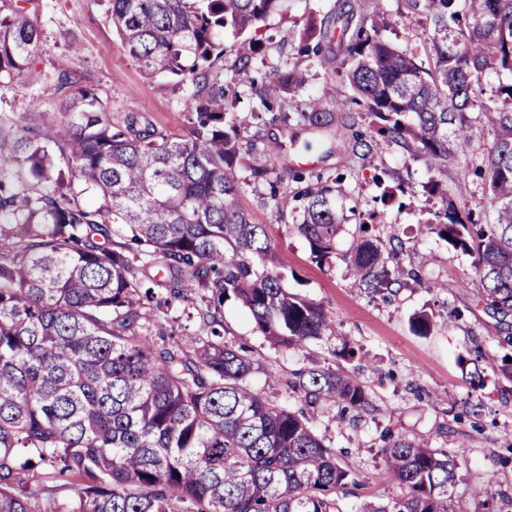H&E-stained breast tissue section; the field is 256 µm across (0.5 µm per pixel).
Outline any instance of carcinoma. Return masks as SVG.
I'll return each mask as SVG.
<instances>
[{
  "mask_svg": "<svg viewBox=\"0 0 512 512\" xmlns=\"http://www.w3.org/2000/svg\"><path fill=\"white\" fill-rule=\"evenodd\" d=\"M0 15V83L30 71L41 50L37 5ZM289 0H110L120 47L151 77L192 92L185 133L132 112L114 124L95 93L70 74L58 115L33 132L0 131V512H342L355 476L313 424L330 402L339 419L374 411L364 387L330 368L285 378L292 409L249 383L254 361L224 344L233 297L275 344L300 350L330 330L321 306L288 292L277 251L242 202L243 186L276 170L277 139H244L230 111L240 93L250 117L284 127H336V150L363 157L393 146L426 161L440 198L428 233L473 257L483 298L512 314V0H403L402 16L428 26L426 68L381 38L377 6L355 29L339 11L302 33L297 54L325 62L339 42L336 76L354 96L311 98L274 112L304 79L271 67L253 75L257 31ZM237 38L224 63V32ZM230 72L229 80L221 73ZM508 75L488 87L491 74ZM363 108L369 133L336 113ZM494 132L475 169L495 213L481 224L448 203L441 175L455 152ZM72 183L98 205L75 201ZM306 187L270 192L285 230L328 264L344 220L331 175L295 170ZM349 263L372 294L418 274L395 259L399 239L364 228ZM175 301L204 335L164 333ZM398 489L360 512H448L457 457L403 437L380 450Z\"/></svg>",
  "mask_w": 512,
  "mask_h": 512,
  "instance_id": "obj_1",
  "label": "carcinoma"
}]
</instances>
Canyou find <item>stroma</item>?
<instances>
[{"label": "stroma", "instance_id": "1", "mask_svg": "<svg viewBox=\"0 0 512 512\" xmlns=\"http://www.w3.org/2000/svg\"><path fill=\"white\" fill-rule=\"evenodd\" d=\"M342 3L351 7L358 21L374 6H383L394 17L383 38L416 52L418 58L426 56V26L399 17L400 0H291L287 15L271 17L259 29L257 37L265 50L254 61L262 72L278 58H296L306 82L300 96L289 102V111L301 108L309 98L345 92L332 75L334 61L320 64L296 55L308 20L322 19ZM108 7V0H39L43 49L32 61V76L0 86V125L33 126L56 115L64 95L60 79L74 73L99 97L113 123L123 122L127 113L144 112L157 127L183 131L189 86L147 76L122 51ZM233 110L247 120V135H276L288 143L276 187L247 186L243 203L252 222L265 225L287 274L288 290L320 305L333 325L332 332L310 341L302 351L289 353L267 340L236 299H225L224 339L250 351L258 365L251 382L285 404L289 397L282 378L268 377L265 365L275 363L289 371L313 364L349 372L364 387L377 408L374 417L341 421L331 405L316 422L318 435L344 452V461L358 481L342 497L346 512H357L367 501L387 499L390 488L379 453L385 435L427 439L432 447L458 455L450 512H485L486 493L500 491L505 497L498 500L496 512H512V381L500 371L503 357L512 355V315L494 314L481 299L470 257L450 250L437 237L423 235L421 221L437 208L436 201L424 195L430 177L425 161L394 148L366 159L332 154L328 151L332 130L292 135L276 124L256 127L249 121L251 103L245 96ZM492 140L488 132L472 141L458 151L447 172L449 198L485 224L492 221L493 212L477 188L473 170ZM301 168H322L341 177L343 206L355 208L362 217H374L381 237L401 240L398 263L414 269L418 282L377 296L356 285L346 261L358 238V226L352 221L336 238L335 260L322 266L313 261L308 243L298 234L286 233L270 200L271 189L282 194L299 190L291 172ZM401 179L415 192L412 205L381 202L383 189L395 188ZM421 312L431 319L424 335L411 327ZM349 341L356 355L348 354ZM475 365L484 379L476 391L469 383Z\"/></svg>", "mask_w": 512, "mask_h": 512}]
</instances>
